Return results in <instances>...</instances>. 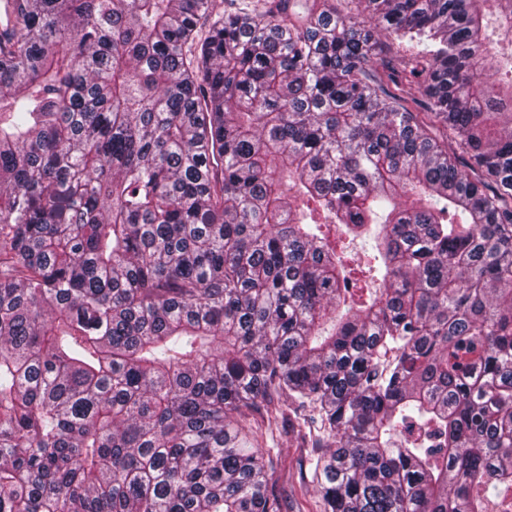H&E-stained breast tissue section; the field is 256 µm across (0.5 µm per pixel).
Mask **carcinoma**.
<instances>
[{
  "label": "carcinoma",
  "mask_w": 512,
  "mask_h": 512,
  "mask_svg": "<svg viewBox=\"0 0 512 512\" xmlns=\"http://www.w3.org/2000/svg\"><path fill=\"white\" fill-rule=\"evenodd\" d=\"M310 2L5 0L0 512H512V0ZM416 50L409 43H399L392 38L381 37L376 48L378 59L381 58L390 66L402 68L405 66ZM282 403L287 419L272 434L263 432L259 437L263 449H270L277 460L271 485L280 503V512H322L314 470L308 463L311 448H302L292 436L294 415L288 410V402Z\"/></svg>",
  "instance_id": "obj_1"
}]
</instances>
